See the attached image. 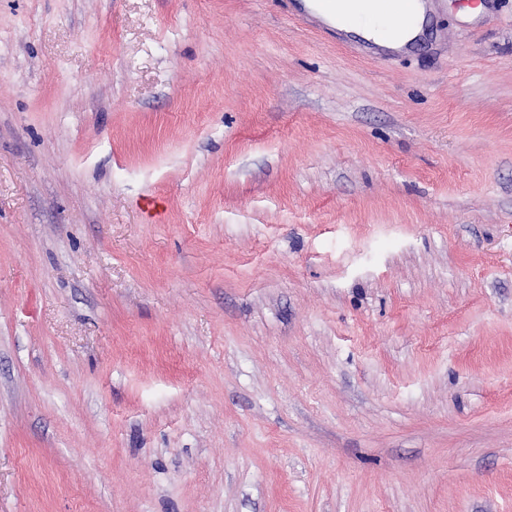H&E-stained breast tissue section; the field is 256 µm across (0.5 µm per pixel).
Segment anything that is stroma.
Instances as JSON below:
<instances>
[{
  "label": "stroma",
  "instance_id": "obj_1",
  "mask_svg": "<svg viewBox=\"0 0 512 512\" xmlns=\"http://www.w3.org/2000/svg\"><path fill=\"white\" fill-rule=\"evenodd\" d=\"M0 0V512H512V0ZM407 2L409 10L411 11L415 9L416 11L417 23L413 28L409 29L405 33H401L400 35L385 33L379 24L369 19H346L342 15V12L348 8V4H342L340 6L341 12H336V15L326 12L318 3H314L312 7L326 20L336 22V25H341L345 29L359 30L362 32L364 38L372 40L376 44L387 47H398L417 37L421 29V22L424 19V5L418 2V0H407ZM379 4L381 10L389 18L394 30L405 28L410 24V11L402 12L398 7L397 1L381 0Z\"/></svg>",
  "mask_w": 512,
  "mask_h": 512
}]
</instances>
